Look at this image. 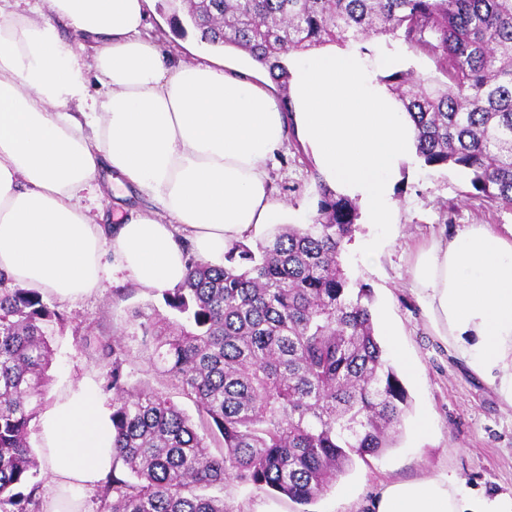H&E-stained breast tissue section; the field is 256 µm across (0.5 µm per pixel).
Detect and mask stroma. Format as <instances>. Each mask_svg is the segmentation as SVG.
Masks as SVG:
<instances>
[{
	"label": "stroma",
	"mask_w": 512,
	"mask_h": 512,
	"mask_svg": "<svg viewBox=\"0 0 512 512\" xmlns=\"http://www.w3.org/2000/svg\"><path fill=\"white\" fill-rule=\"evenodd\" d=\"M182 0H154L148 32L176 59L191 63L209 52L225 64L251 66L249 56L235 48L209 50L193 27L177 32L173 22L185 19ZM319 168L311 149L292 135L268 164L275 196L288 207V221L308 223L317 210L315 176ZM395 210L391 224L359 219L343 254L352 280L373 290L378 332L394 329L408 358L398 365L411 398L396 447L377 457L356 460L317 501L298 504L263 488L227 484L228 512H369V505L389 484L419 481L448 472L485 494L512 496V405L497 384L473 372L465 360L436 336L415 290L413 270L421 247L448 241L464 224H486L496 231L512 225V208L471 194L466 174L435 170L410 156L400 165L389 194ZM82 204L104 210L111 223L129 211L161 214L160 205L128 189L124 197L112 190L86 192ZM45 302L64 318L58 325L50 369V395L83 381L93 383L104 404L112 394L106 384L111 358L98 352L100 342L133 331L135 310L162 306L161 295L129 281L116 259H109L98 288L73 301L45 295Z\"/></svg>",
	"instance_id": "obj_1"
}]
</instances>
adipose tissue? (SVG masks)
<instances>
[{"label": "adipose tissue", "instance_id": "ef3b65f1", "mask_svg": "<svg viewBox=\"0 0 512 512\" xmlns=\"http://www.w3.org/2000/svg\"><path fill=\"white\" fill-rule=\"evenodd\" d=\"M0 0V272L23 287L74 300L97 288L105 251L155 292L187 273L185 245L205 260L271 224L270 156L296 126L325 177L389 224V189L415 151L414 125L376 76L399 66L356 44L288 57L291 112L243 68L170 63L146 32L152 0H46L33 23ZM100 39L79 62L56 24ZM103 92L92 96L90 79ZM156 200L166 217L136 212L99 224L82 205L101 168ZM436 335L469 367L499 382L512 404V227L465 224L422 248L414 273ZM43 451L52 467L45 512H82L81 496L112 470V419L90 383L47 400ZM374 512H512L456 476L387 486Z\"/></svg>", "mask_w": 512, "mask_h": 512}]
</instances>
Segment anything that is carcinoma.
I'll return each mask as SVG.
<instances>
[{
	"mask_svg": "<svg viewBox=\"0 0 512 512\" xmlns=\"http://www.w3.org/2000/svg\"><path fill=\"white\" fill-rule=\"evenodd\" d=\"M187 16L202 42L247 53L284 87L291 51L403 40L440 73L378 77L413 121L418 157L468 171L478 197L512 206V0H195ZM316 189L312 223L238 242L222 265L189 263L165 311L135 312L148 362L197 418L131 387L126 348L102 344L113 462L101 512H228L205 490L230 481L309 504L355 458L397 445L411 399L376 336L371 290L342 262L359 208L319 176ZM9 282L0 273V512H42L28 434L63 317Z\"/></svg>",
	"mask_w": 512,
	"mask_h": 512,
	"instance_id": "carcinoma-1",
	"label": "carcinoma"
}]
</instances>
